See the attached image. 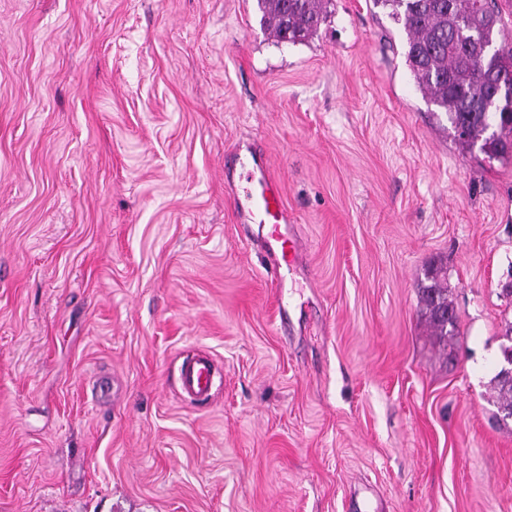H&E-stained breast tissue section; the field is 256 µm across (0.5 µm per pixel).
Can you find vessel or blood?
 <instances>
[{
  "instance_id": "1",
  "label": "vessel or blood",
  "mask_w": 512,
  "mask_h": 512,
  "mask_svg": "<svg viewBox=\"0 0 512 512\" xmlns=\"http://www.w3.org/2000/svg\"><path fill=\"white\" fill-rule=\"evenodd\" d=\"M239 163L247 164L246 185L235 194L236 221L258 227L257 239L270 254L271 274L280 266H290L299 260L298 239L283 204L282 183L270 171L263 153L247 150L238 154ZM183 386L188 393L208 396L212 388V369L208 359L199 358L182 373Z\"/></svg>"
}]
</instances>
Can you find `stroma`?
Returning <instances> with one entry per match:
<instances>
[{"label": "stroma", "instance_id": "1", "mask_svg": "<svg viewBox=\"0 0 512 512\" xmlns=\"http://www.w3.org/2000/svg\"><path fill=\"white\" fill-rule=\"evenodd\" d=\"M405 40L373 0L295 45L257 0H0V512H512V157L458 145ZM247 143L279 284L224 180ZM237 160L241 169L247 160L252 165L245 174L246 186L241 194L237 186L232 189L236 222L247 228L258 224L257 239L272 258L270 273L275 277L282 265L290 266L299 260L298 239L283 204L282 183L271 173L262 152L247 146L244 154L238 150ZM427 278L430 283L421 288L420 302L435 336L440 343L448 347L454 344L458 335L454 306L452 301L448 300V288L442 286L439 271L431 270ZM183 386L188 393L208 397L212 388L211 363L207 358H197L182 373Z\"/></svg>", "mask_w": 512, "mask_h": 512}]
</instances>
